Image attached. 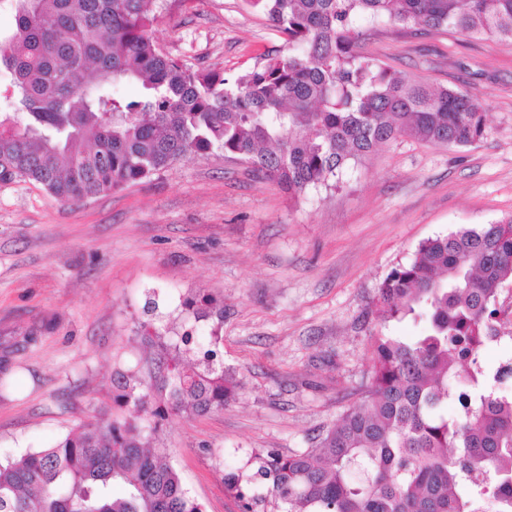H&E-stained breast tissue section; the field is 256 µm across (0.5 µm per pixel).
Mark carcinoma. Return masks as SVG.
I'll list each match as a JSON object with an SVG mask.
<instances>
[{"label": "carcinoma", "instance_id": "cac0c4a2", "mask_svg": "<svg viewBox=\"0 0 512 512\" xmlns=\"http://www.w3.org/2000/svg\"><path fill=\"white\" fill-rule=\"evenodd\" d=\"M0 33V183L32 180L65 203L135 185L215 150L291 200L334 188L344 169L401 135L465 147L486 134L466 92L413 82L362 56L359 19L512 40V0H247L287 37L230 81L164 54L158 0H10ZM144 92L124 99L122 83ZM512 283V216L424 241L379 287L383 321L422 323L409 341L377 336L358 402L302 452H270L249 476L285 512H512V362L489 371L499 294ZM191 329L143 324L153 368L118 374L121 420L83 422L54 445L0 459V512H203L146 435L170 412L224 408V305L198 293ZM459 413L448 415V402ZM123 489L120 497L113 487Z\"/></svg>", "mask_w": 512, "mask_h": 512}]
</instances>
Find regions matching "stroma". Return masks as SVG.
Instances as JSON below:
<instances>
[{
    "label": "stroma",
    "instance_id": "1",
    "mask_svg": "<svg viewBox=\"0 0 512 512\" xmlns=\"http://www.w3.org/2000/svg\"><path fill=\"white\" fill-rule=\"evenodd\" d=\"M151 30L165 54L229 80L288 52L244 0H165ZM364 31L361 52L383 66L484 104V139L402 136L349 165L339 189L296 201L219 151L76 205L33 181L0 183V454L123 417L114 379L147 356L142 323L163 325L206 292L224 302V370L239 387L223 409L169 414L157 444L204 512H242L225 473L311 447L359 399L374 337L419 333L377 318L384 278L428 238L512 216V42ZM499 303L490 368L512 357V288Z\"/></svg>",
    "mask_w": 512,
    "mask_h": 512
}]
</instances>
